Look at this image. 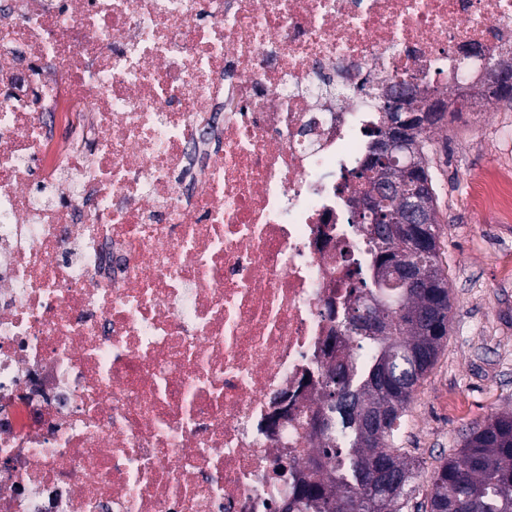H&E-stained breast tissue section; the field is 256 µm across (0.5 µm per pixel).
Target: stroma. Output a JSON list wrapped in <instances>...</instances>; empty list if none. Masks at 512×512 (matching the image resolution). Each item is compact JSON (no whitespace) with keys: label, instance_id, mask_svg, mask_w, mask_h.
I'll return each instance as SVG.
<instances>
[{"label":"stroma","instance_id":"1","mask_svg":"<svg viewBox=\"0 0 512 512\" xmlns=\"http://www.w3.org/2000/svg\"><path fill=\"white\" fill-rule=\"evenodd\" d=\"M504 120L512 124V106L501 103L484 125L476 128L459 117L430 144L440 261L452 308L438 360L394 439L416 463L420 500L430 473L460 447L465 429L512 412V217L469 203L472 174L512 160V147L498 139L497 125Z\"/></svg>","mask_w":512,"mask_h":512}]
</instances>
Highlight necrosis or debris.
I'll use <instances>...</instances> for the list:
<instances>
[{
	"label": "necrosis or debris",
	"instance_id": "4bbe7bcc",
	"mask_svg": "<svg viewBox=\"0 0 512 512\" xmlns=\"http://www.w3.org/2000/svg\"><path fill=\"white\" fill-rule=\"evenodd\" d=\"M466 43L512 0H0V512H281L355 344L371 90L464 93Z\"/></svg>",
	"mask_w": 512,
	"mask_h": 512
}]
</instances>
